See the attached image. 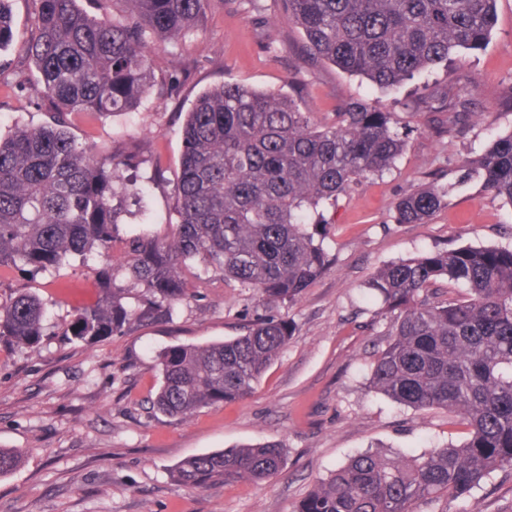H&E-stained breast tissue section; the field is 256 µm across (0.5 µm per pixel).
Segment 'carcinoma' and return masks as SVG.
<instances>
[{"label": "carcinoma", "instance_id": "cac0c4a2", "mask_svg": "<svg viewBox=\"0 0 512 512\" xmlns=\"http://www.w3.org/2000/svg\"><path fill=\"white\" fill-rule=\"evenodd\" d=\"M26 56L34 91L63 118L0 134V270H57L73 257L112 248L127 199L125 157L79 145L66 116L132 112L153 87L151 49L203 20L208 0H108L97 17L79 0H31ZM497 0H284L315 62H330L380 89L448 62L458 48L489 39ZM13 38L9 0H0V48ZM424 103L446 112L443 134L476 118L471 102L446 86L426 87ZM176 230L142 229L112 259L101 299L76 312L61 335L87 345L169 318L188 296L186 273L200 266L254 291L267 305L293 302L328 265L309 225L328 224L324 207L370 175H380L405 141L393 113L361 100L318 125L291 97L223 83L201 94L182 129ZM512 206V133L460 167ZM456 184L434 178L397 203V221L422 224ZM139 289L137 306L118 277ZM467 293L453 297L448 287ZM368 288L390 318L369 389L414 410L444 409L467 430L458 445L414 456L368 450L318 481L295 512H417V503L469 494L495 470L512 467V247L461 246L393 262ZM293 335L275 317L246 334L207 345L179 344L158 357L153 408L187 418L199 408L247 397ZM47 336L41 299L0 302V344L38 348ZM286 462L266 442L188 457L172 471L181 485L263 482Z\"/></svg>", "mask_w": 512, "mask_h": 512}]
</instances>
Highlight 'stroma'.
I'll return each instance as SVG.
<instances>
[{"label":"stroma","instance_id":"stroma-1","mask_svg":"<svg viewBox=\"0 0 512 512\" xmlns=\"http://www.w3.org/2000/svg\"><path fill=\"white\" fill-rule=\"evenodd\" d=\"M11 10L13 39L0 48L4 133L53 119L49 104L20 86L30 69L31 0H12ZM303 44L283 0H209L203 24L155 51L156 82L137 111L70 116L78 144L118 153L140 147L131 174L145 194L114 233L116 256L142 221L157 235L172 232L182 127L197 96L213 86L281 93L327 125L341 100L364 99L393 113L406 146L383 177L361 181L327 210L324 245L333 261L292 303L268 307L236 282L193 278L189 298L169 320L89 347L59 331L76 310L99 300L105 256L94 253L52 273L1 272L0 301L19 291L38 295L49 335L37 350L0 345V448L21 457L0 476V512H294L316 481L358 453L380 447L420 455L462 441L447 411L418 412L369 390L388 319L367 284L382 267L435 249L512 245V207L479 181H456L461 159L512 132V112L479 96V119L439 136L433 114L412 104L416 86L428 81L448 78L472 90L512 86V0H497L495 26L480 49L460 51L451 67L437 66L393 90L334 64L309 62ZM173 74L180 84L168 83ZM435 172L455 185L446 205L426 223H396V203ZM268 316L288 320L294 334L247 399L187 419L155 413L160 351L230 339ZM268 441L284 445L287 461L265 482L194 489L170 476L187 457ZM447 509L512 512V469L497 470Z\"/></svg>","mask_w":512,"mask_h":512}]
</instances>
